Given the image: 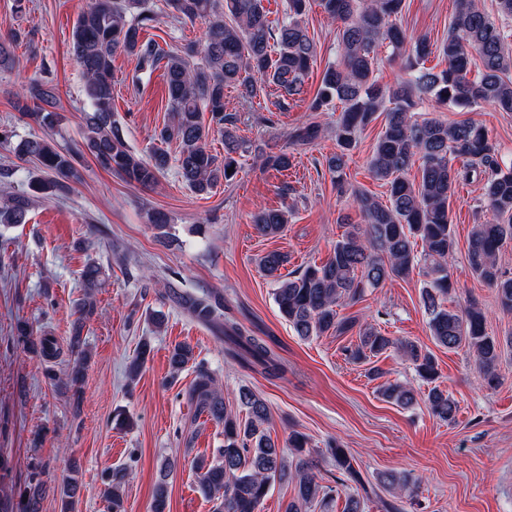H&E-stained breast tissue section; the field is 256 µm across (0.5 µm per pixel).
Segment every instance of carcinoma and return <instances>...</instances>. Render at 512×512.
Wrapping results in <instances>:
<instances>
[{"instance_id":"cac0c4a2","label":"carcinoma","mask_w":512,"mask_h":512,"mask_svg":"<svg viewBox=\"0 0 512 512\" xmlns=\"http://www.w3.org/2000/svg\"><path fill=\"white\" fill-rule=\"evenodd\" d=\"M178 19H204L207 34L201 48L189 44L181 52L169 51L141 33L156 21L150 0H90L79 14L72 33V51L84 78V92L91 104L83 113L82 140L66 152L57 150L45 137L26 138L12 147L21 160L36 163L47 174L30 183V191L6 195L0 205V224L25 223L33 194L64 196L69 181L77 176L74 159L87 153L104 170L129 183L151 187L175 163L182 181L196 194L212 192L220 182L237 174L241 158L254 152L266 167L286 170L292 155L283 149L268 153L262 147L244 144L237 134L232 114L224 112V91L231 87L246 102H252L273 86L278 91V109H288L289 101L305 93L311 64L316 59V44L308 34L305 17L310 0H288L281 22L272 24L265 0H168ZM404 0H319L327 16L338 28L339 60L323 72L319 88L309 109L324 112L341 106L333 133L338 151L325 158L327 170L336 177V187L350 192L361 223L351 225L336 240L330 257L320 265L288 274L274 290L275 303L302 339L328 333L345 334L357 325L353 317L339 316L338 308L361 298L367 288L387 280L405 279L420 269L426 280L421 301L428 315L430 335L450 350L462 345L477 358L482 382L489 388L499 384L497 365L501 344L486 331V316L472 303L458 312L448 306L454 291L448 272V256L455 238L449 199L460 181L477 173L484 178L485 207L493 220L479 224L468 241L471 273L495 289L500 309L512 314V276L499 267L497 256L512 242V167L502 168L486 130L468 120L448 124L417 112L428 98L442 105L471 107L492 103L512 112V32L497 25L478 6L477 0H457V11L448 38L440 45L447 67L436 72L425 66L431 54L427 37L407 35L398 23ZM19 35L0 40V72L18 63L15 44ZM386 44L392 55L404 57L411 78L390 90L381 85L375 73L376 49ZM478 54L482 69L471 76L473 54ZM136 59L139 70H164L169 100L168 123L158 140H175L179 151L170 157L157 148L148 158L134 152L120 134L112 112L114 57ZM199 56L201 63L190 59ZM55 85L42 78L28 84L25 95L14 104L15 110L43 126L52 125L57 113ZM209 113L204 122L203 113ZM385 115V130L369 161L373 178L389 188V204L372 195L348 189L343 180L350 151L358 136L379 115ZM224 136V159L207 149L212 131ZM322 135L313 122L295 126L289 140L307 146ZM462 160L455 166L454 161ZM419 165L420 180L407 178ZM288 223L283 210L263 209L253 216L256 230L263 236L277 235ZM260 268L274 274L288 263V256L270 251L258 260ZM174 302L196 321L218 329L242 357L260 365L270 377L283 371V365L267 344L249 336L238 324L224 320V297L218 293L192 295L172 291ZM18 340L30 351L48 349L47 341L35 342L25 322L17 325ZM359 342L350 357L368 361L390 348L398 349L413 365L417 375L431 384L424 403L442 421L456 417L458 405L448 392L435 385L439 377L434 355L415 341L398 340L372 327L358 332ZM73 347L79 349L76 362L63 385L79 391L83 382L85 351L80 336ZM195 361L188 344L174 346L169 355L171 377H176ZM189 400L196 416L224 426V447L210 461L194 462L198 491L213 503V512H260L270 488L292 480L296 497L285 512H305L326 505L329 492L322 490L311 471L310 462L298 459L289 471L283 449L272 440L266 425L271 412L268 404L251 389L238 391L237 403L245 412L240 418L227 408L224 394L214 375L202 366L195 370ZM388 402L401 407L418 403V393L410 385L388 383L382 389ZM129 471L119 468L106 477L103 498L107 512H124L122 488ZM380 483L390 492L414 491L412 478L396 471L380 475ZM80 486L71 477L64 482L61 512H75ZM16 512H39L38 494L24 490L17 494Z\"/></svg>"}]
</instances>
